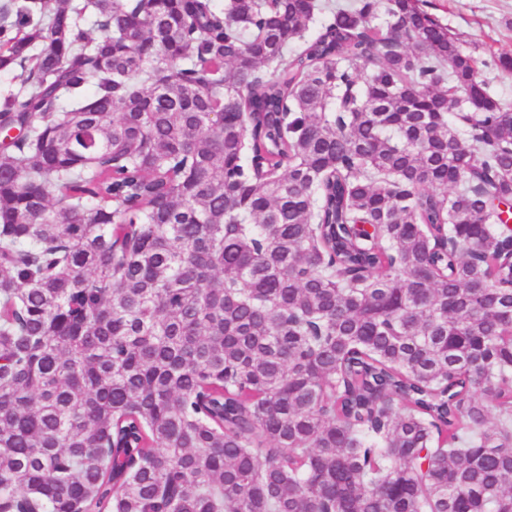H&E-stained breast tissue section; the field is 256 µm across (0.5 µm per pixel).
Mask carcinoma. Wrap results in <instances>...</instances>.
Masks as SVG:
<instances>
[{"mask_svg":"<svg viewBox=\"0 0 512 512\" xmlns=\"http://www.w3.org/2000/svg\"><path fill=\"white\" fill-rule=\"evenodd\" d=\"M15 67L0 512H512V104L421 0H22Z\"/></svg>","mask_w":512,"mask_h":512,"instance_id":"carcinoma-1","label":"carcinoma"}]
</instances>
